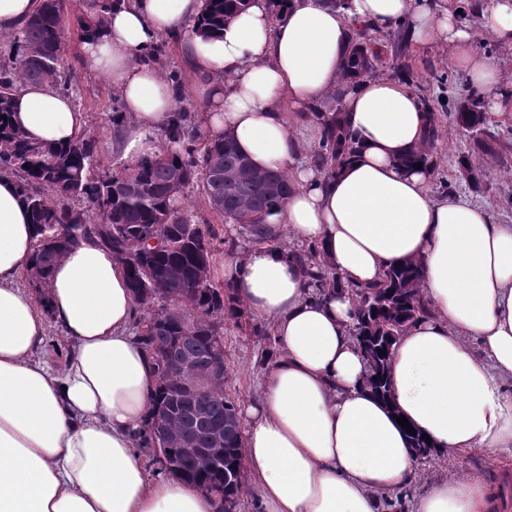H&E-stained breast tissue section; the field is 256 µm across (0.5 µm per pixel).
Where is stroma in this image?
<instances>
[{"label": "stroma", "mask_w": 512, "mask_h": 512, "mask_svg": "<svg viewBox=\"0 0 512 512\" xmlns=\"http://www.w3.org/2000/svg\"><path fill=\"white\" fill-rule=\"evenodd\" d=\"M82 44L71 39L67 48L66 61L72 75L71 93L76 107L85 115V125L98 139L97 151L103 164L116 167L122 165L120 155L112 150V124L109 117L113 107L120 101L108 80L86 71L82 64ZM418 84L430 98H437L441 91L433 75L446 72L456 78H463V71L451 64L448 53L438 45H412L407 60ZM487 129L500 141L497 153L477 158L476 167L484 174L481 188H473L465 178L459 161L471 148V137L464 135L452 120H444L443 137L439 143L440 167L435 182L431 184L434 195H441L443 184H450L455 194L464 196L470 202L485 206L494 217L503 223L512 222V206L503 205L505 195H512V112L492 113L488 116ZM264 341L242 332L234 324L224 326V391L236 398L239 404H247L258 394L259 376L262 370L261 353ZM512 463V447L474 451L465 457L449 452L442 457H430L421 461L417 478L409 489L410 498H417L424 488L435 479L466 471L480 472L492 483L502 485L507 507L512 512V472L492 469L489 458Z\"/></svg>", "instance_id": "obj_1"}]
</instances>
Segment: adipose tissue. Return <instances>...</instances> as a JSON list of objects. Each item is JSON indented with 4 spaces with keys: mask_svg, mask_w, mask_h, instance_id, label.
<instances>
[{
    "mask_svg": "<svg viewBox=\"0 0 512 512\" xmlns=\"http://www.w3.org/2000/svg\"><path fill=\"white\" fill-rule=\"evenodd\" d=\"M464 6L349 0L340 12L324 0H285L276 24L269 0H251L206 37L196 33L205 0H122L84 45L86 69L107 78L122 103L112 148L136 163L158 153L186 94L153 48L164 37L185 42L213 136L231 137L255 168L288 174L294 190L273 220L291 247L315 245L332 275L311 298L281 246L250 248L218 269L277 341L258 398L240 411L245 490L260 512H380L416 478L410 427L444 452L512 447V224L433 196L432 168L401 166L425 147L427 124L404 82L341 84L352 22H404L415 42L447 50L490 111L512 112V76L475 49L481 32L512 46V0H482L477 26ZM339 89L357 152L330 177L307 156L322 131L311 107ZM284 99L296 113L282 111ZM11 119L29 140L56 147L85 124L72 97L46 81L17 89ZM33 244L16 184L0 176V512H221L197 485L150 473L136 447L158 381L131 330L137 306L125 268L81 242L58 260L42 306L19 284ZM407 260L423 264L429 315L394 348L389 405L367 385L350 334L353 290ZM52 327L70 344L59 367L49 358ZM501 504L482 474L467 472L430 483L413 512H500Z\"/></svg>",
    "mask_w": 512,
    "mask_h": 512,
    "instance_id": "adipose-tissue-1",
    "label": "adipose tissue"
}]
</instances>
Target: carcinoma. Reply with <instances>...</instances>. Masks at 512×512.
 Wrapping results in <instances>:
<instances>
[{
    "instance_id": "cac0c4a2",
    "label": "carcinoma",
    "mask_w": 512,
    "mask_h": 512,
    "mask_svg": "<svg viewBox=\"0 0 512 512\" xmlns=\"http://www.w3.org/2000/svg\"><path fill=\"white\" fill-rule=\"evenodd\" d=\"M120 0H85L77 19L80 38L103 25L106 15ZM246 0H207L202 27L212 33L238 13ZM66 22L63 0H43L40 10L11 43H23L24 52L0 59V174L16 179L20 196L34 227V254L28 270L47 288L51 271L62 253L87 239L107 248L126 267L139 310L133 333L146 350L163 348L152 358L158 390L151 410L137 430L138 447L155 454L166 445L168 466L162 472L194 483L221 501L237 507L243 488L237 400L224 393V381L208 377L218 354L224 353V322L241 323L247 311L227 282L211 278L195 285L200 264L211 270L218 245L226 239L209 224H200L187 212L184 190L196 185L209 209L223 223L235 226L236 240L251 247L275 241L269 216L287 200L291 186L281 171L255 172L248 157L226 137L196 142L192 131L195 115L185 110L165 133L167 143L155 158L136 165L101 168L94 162L97 139L82 134L66 147L55 148L27 139L11 122L13 95L19 83L51 80L68 87L64 66ZM371 28L352 25L342 68V83L375 75L387 67L410 78L402 62L408 48L406 25L376 40ZM342 92L318 111L329 112L315 160L325 173L340 169L356 151L341 113ZM430 112L427 147L400 159L407 166L432 163L442 138L441 117L433 100L418 95ZM448 111L455 124L476 137L484 133L487 117L480 96L466 88L454 97ZM312 250L293 253V259L309 269L312 287L319 289L327 273L310 270ZM423 267L405 262L388 268L377 284L355 289L357 306L352 335L370 347L375 366L368 384L381 399L390 392L388 366L393 347L407 328L427 314L420 295ZM162 299H157V296ZM167 410L164 436L153 427L161 409ZM191 434L197 448H222L211 465L183 462L178 439Z\"/></svg>"
}]
</instances>
